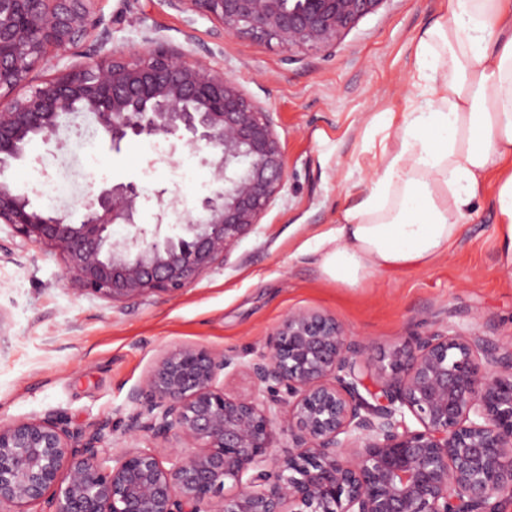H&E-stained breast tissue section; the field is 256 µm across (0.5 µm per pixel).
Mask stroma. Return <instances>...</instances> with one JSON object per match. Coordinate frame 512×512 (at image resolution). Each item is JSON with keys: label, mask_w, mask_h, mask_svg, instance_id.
Returning <instances> with one entry per match:
<instances>
[{"label": "stroma", "mask_w": 512, "mask_h": 512, "mask_svg": "<svg viewBox=\"0 0 512 512\" xmlns=\"http://www.w3.org/2000/svg\"><path fill=\"white\" fill-rule=\"evenodd\" d=\"M93 8L111 21L115 51L143 49L148 37L191 47L272 109L288 177L260 223L175 294L112 300L90 293L66 279L60 255L0 224V422L54 412L84 431L107 418L110 453L152 447L167 455L150 435L124 434L135 410L129 396L165 350L200 345L245 363L299 310L334 316L369 345L372 388L389 349L417 335L475 332L512 345V270L497 246V176L488 178L462 234L427 267L344 288L325 281L310 252L314 236L334 229L368 188L385 135L416 94L413 38L446 16L448 0H385L328 50L231 36L166 0H95ZM83 125L75 119L61 143L29 147L44 157L51 181L78 178L72 208L105 182L136 183L148 197L165 187L190 209L212 186L193 151L178 148L162 162L146 136L117 150L97 137L95 161L87 163Z\"/></svg>", "instance_id": "35a3bbf8"}]
</instances>
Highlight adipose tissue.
Listing matches in <instances>:
<instances>
[{
    "mask_svg": "<svg viewBox=\"0 0 512 512\" xmlns=\"http://www.w3.org/2000/svg\"><path fill=\"white\" fill-rule=\"evenodd\" d=\"M419 102L383 147L370 187L315 239L322 275L355 288L433 263L498 174V245L512 265V0H448L415 44Z\"/></svg>",
    "mask_w": 512,
    "mask_h": 512,
    "instance_id": "1",
    "label": "adipose tissue"
}]
</instances>
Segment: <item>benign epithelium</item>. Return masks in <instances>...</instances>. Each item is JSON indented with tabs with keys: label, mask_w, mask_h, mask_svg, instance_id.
I'll return each mask as SVG.
<instances>
[{
	"label": "benign epithelium",
	"mask_w": 512,
	"mask_h": 512,
	"mask_svg": "<svg viewBox=\"0 0 512 512\" xmlns=\"http://www.w3.org/2000/svg\"><path fill=\"white\" fill-rule=\"evenodd\" d=\"M93 2L0 0V224L61 254L65 275L95 294L176 293L260 223L285 185V153L271 109L235 79L156 38L115 53ZM167 2L228 35L321 50L386 0ZM78 44L84 61L32 84L52 51ZM69 115L91 117L114 148L142 135L178 138L201 154L212 188L192 210L156 191L150 232L133 182L101 186L78 222L62 206L35 208L5 173ZM171 219L183 234L160 237ZM115 224L128 233L113 238ZM369 360L367 344L308 310L289 314L246 365L171 347L131 393L141 409L124 435L173 437L193 451L107 456L108 419L85 433L51 414L0 422V512H207L215 498L216 512H502L512 496V348L471 332L418 337L388 351L374 391ZM229 367L269 401L227 396L218 378ZM283 435L297 452L262 468Z\"/></svg>",
	"instance_id": "benign-epithelium-1"
}]
</instances>
